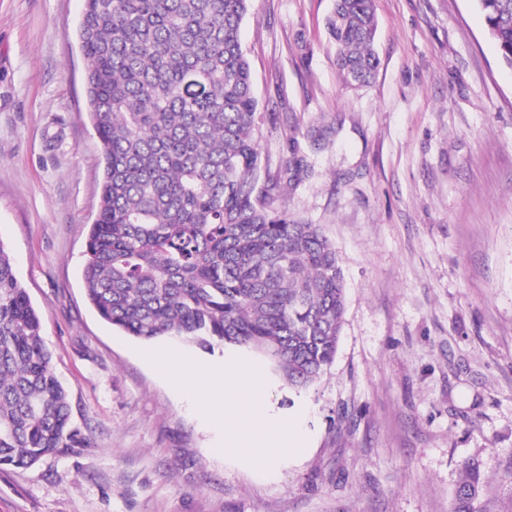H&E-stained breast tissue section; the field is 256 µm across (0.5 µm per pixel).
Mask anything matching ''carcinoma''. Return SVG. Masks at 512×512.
<instances>
[{
    "label": "carcinoma",
    "instance_id": "1",
    "mask_svg": "<svg viewBox=\"0 0 512 512\" xmlns=\"http://www.w3.org/2000/svg\"><path fill=\"white\" fill-rule=\"evenodd\" d=\"M250 0H85L86 94L103 179L82 270L98 315L143 342L223 345L261 358L288 387L335 358L346 293L321 225L274 207L308 168L262 165L258 101L240 40ZM512 67V0H475ZM327 28L346 80L369 82L373 0H335ZM40 318L0 241V466L30 468L74 443L68 396ZM480 466L452 512H483Z\"/></svg>",
    "mask_w": 512,
    "mask_h": 512
}]
</instances>
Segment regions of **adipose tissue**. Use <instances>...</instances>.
<instances>
[{"label": "adipose tissue", "mask_w": 512, "mask_h": 512, "mask_svg": "<svg viewBox=\"0 0 512 512\" xmlns=\"http://www.w3.org/2000/svg\"><path fill=\"white\" fill-rule=\"evenodd\" d=\"M207 374L211 382L225 388L220 413L229 432L225 451L254 458L263 466L302 453V440L291 428L272 430L258 367L227 363L210 366Z\"/></svg>", "instance_id": "obj_1"}]
</instances>
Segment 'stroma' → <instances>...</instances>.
<instances>
[{"label": "stroma", "mask_w": 512, "mask_h": 512, "mask_svg": "<svg viewBox=\"0 0 512 512\" xmlns=\"http://www.w3.org/2000/svg\"><path fill=\"white\" fill-rule=\"evenodd\" d=\"M334 0H251L241 28L259 148L309 166L276 205L321 225L346 288L336 357L309 390L265 379L307 450L264 473L214 454L219 408L101 320L81 270L101 149L84 0H0V241L41 320L78 443L0 469V512H451L479 464L512 512V68L474 0H374L380 66L336 68Z\"/></svg>", "instance_id": "35a3bbf8"}]
</instances>
